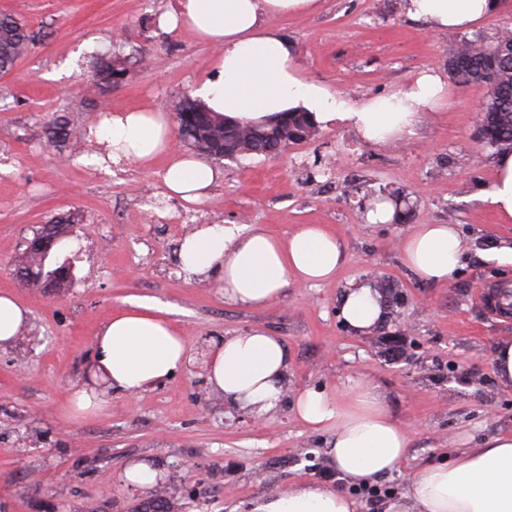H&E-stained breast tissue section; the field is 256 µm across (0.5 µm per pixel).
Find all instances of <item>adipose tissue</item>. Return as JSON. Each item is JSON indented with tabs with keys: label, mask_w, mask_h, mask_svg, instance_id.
Returning a JSON list of instances; mask_svg holds the SVG:
<instances>
[{
	"label": "adipose tissue",
	"mask_w": 512,
	"mask_h": 512,
	"mask_svg": "<svg viewBox=\"0 0 512 512\" xmlns=\"http://www.w3.org/2000/svg\"><path fill=\"white\" fill-rule=\"evenodd\" d=\"M316 0H172L160 24L190 33L218 50L215 70L195 96L217 116L265 123L284 112H309L320 123L343 121L372 142L411 134L420 115L436 106L444 82L434 71L389 97L354 103L324 86L303 80L292 42L269 26L271 18L307 13ZM408 13L433 29L469 28L498 8L497 0H406ZM96 138L112 145L116 158L150 167L165 159L168 195L189 204L207 201L223 173L206 159L174 152L171 120L158 109L135 108L105 116ZM490 203L500 221L512 222V149L496 157ZM399 247L408 268L422 281L447 282L464 244L454 225L419 224ZM346 260L342 241L324 225L304 224L283 239L262 227L201 224L184 236L181 270L187 279L215 276L226 300L258 307L280 298L290 285L332 280ZM386 304L371 282L345 288L339 314L348 328L369 334L386 318ZM93 366L112 392L127 397L164 384L185 364L181 330L154 304L128 300L99 329ZM207 380L225 403L259 417H271L282 399L288 351L279 337L248 330L222 338L207 353ZM309 428L329 431L325 455L341 478L369 484L398 470L410 448L408 431L396 422L371 386L342 395L307 387L292 402ZM249 512H354L336 488L304 483L254 499ZM388 512H512V432L482 442L448 464L431 465L411 477L410 491Z\"/></svg>",
	"instance_id": "ef3b65f1"
}]
</instances>
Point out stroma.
I'll return each mask as SVG.
<instances>
[{"instance_id": "stroma-1", "label": "stroma", "mask_w": 512, "mask_h": 512, "mask_svg": "<svg viewBox=\"0 0 512 512\" xmlns=\"http://www.w3.org/2000/svg\"><path fill=\"white\" fill-rule=\"evenodd\" d=\"M404 3L317 0L312 12L269 24L294 42L303 78L340 98H382L423 71L444 75L443 103L422 114L412 135L369 142L338 120L276 155L219 162L223 178L211 199L191 205L168 197L162 165L95 164L101 149L92 130L104 112H173L211 72L215 49L160 27L168 0H0V12L38 36L0 74V293L28 312L22 336L0 348V512H247L252 498L303 482L340 487L324 453L328 433L303 424L289 397L263 420L210 391V345L250 329L284 342L289 396L355 383L382 394L411 437L406 462L383 478L396 497L408 494L420 468L512 431V388L492 364L496 343L512 338V319L479 300L512 283V266L486 257L512 240V223H500L489 202L497 152L476 137L483 92L447 79L448 33L410 16ZM111 50L130 56V72L103 95L89 74ZM62 113L73 135L52 150L43 131ZM394 190L415 203L409 223H367L363 196ZM176 210L194 224H260L284 239L322 224L342 239L347 260L328 282L238 306L216 278L182 275L185 225L144 219ZM67 213L79 222L53 259L70 266L72 281L49 295L19 281L14 263L24 239ZM418 224H453L464 238L448 282L420 281L402 262L398 242ZM375 276L395 285L399 301L372 334L352 333L339 298L349 283ZM133 298L180 325L184 367L135 398L107 394L98 415H73V389L93 381L98 328ZM137 460L157 468L160 490L127 484L124 469Z\"/></svg>"}]
</instances>
